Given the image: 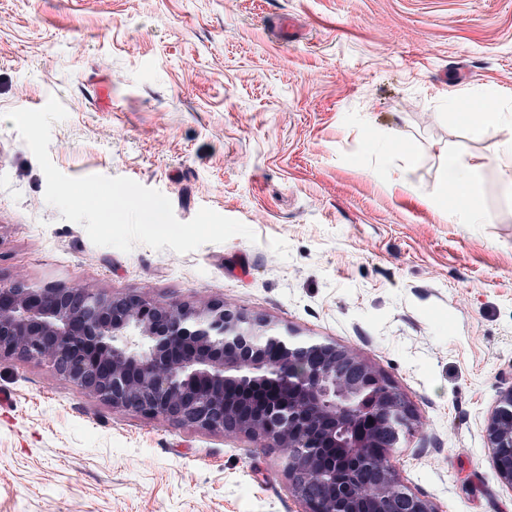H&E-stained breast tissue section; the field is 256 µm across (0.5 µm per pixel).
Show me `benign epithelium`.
Listing matches in <instances>:
<instances>
[{
    "label": "benign epithelium",
    "instance_id": "1",
    "mask_svg": "<svg viewBox=\"0 0 512 512\" xmlns=\"http://www.w3.org/2000/svg\"><path fill=\"white\" fill-rule=\"evenodd\" d=\"M50 371L114 409L277 450L302 512H437L390 461L416 423L386 375L328 339L224 305L0 280V359ZM512 486V384L484 429ZM375 481L361 489L354 472Z\"/></svg>",
    "mask_w": 512,
    "mask_h": 512
}]
</instances>
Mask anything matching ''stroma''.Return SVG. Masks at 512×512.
Wrapping results in <instances>:
<instances>
[{"label": "stroma", "instance_id": "stroma-1", "mask_svg": "<svg viewBox=\"0 0 512 512\" xmlns=\"http://www.w3.org/2000/svg\"><path fill=\"white\" fill-rule=\"evenodd\" d=\"M473 95L512 113V0H0V278L221 301L332 340L413 404L392 462L415 492L437 512H512L484 437L512 382V192L503 133L457 119ZM52 96L62 173L130 178L178 220L207 207L256 241L95 246L46 203L5 118ZM448 151L478 169L480 223L431 197ZM0 512L301 506L258 441L3 359Z\"/></svg>", "mask_w": 512, "mask_h": 512}]
</instances>
